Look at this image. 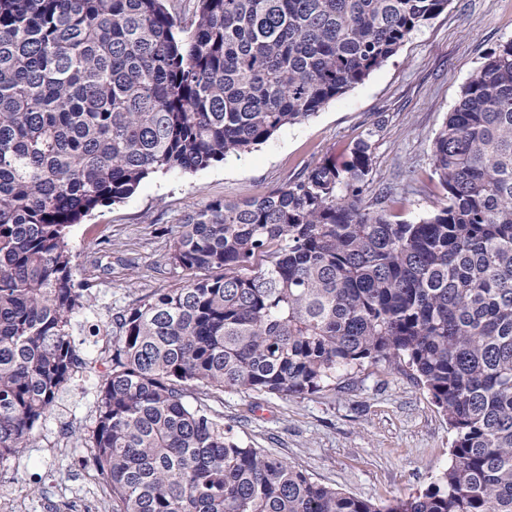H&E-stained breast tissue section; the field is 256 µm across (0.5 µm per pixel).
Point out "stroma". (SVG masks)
Listing matches in <instances>:
<instances>
[{
  "instance_id": "35a3bbf8",
  "label": "stroma",
  "mask_w": 512,
  "mask_h": 512,
  "mask_svg": "<svg viewBox=\"0 0 512 512\" xmlns=\"http://www.w3.org/2000/svg\"><path fill=\"white\" fill-rule=\"evenodd\" d=\"M510 40L512 0H450L387 63L308 120L223 162L151 174L123 202L73 225L74 277L91 296L73 330L82 365L38 427L37 447L0 463L11 512H100L101 478L80 440L112 354V317L189 281L163 262L187 212L266 196L329 159L345 166L365 141L374 185L403 191L393 214L419 221L442 192L431 160L436 133L473 70ZM211 406L252 446L374 503L425 490L452 458L445 416L403 362L364 364L305 398L228 391Z\"/></svg>"
}]
</instances>
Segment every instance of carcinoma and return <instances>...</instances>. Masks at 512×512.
Instances as JSON below:
<instances>
[{
	"label": "carcinoma",
	"mask_w": 512,
	"mask_h": 512,
	"mask_svg": "<svg viewBox=\"0 0 512 512\" xmlns=\"http://www.w3.org/2000/svg\"><path fill=\"white\" fill-rule=\"evenodd\" d=\"M0 0V460L80 365L69 229L149 174L266 142L363 83L448 0ZM416 223L374 192L370 146L254 200L186 213L165 263L218 270L112 319L88 447L102 512H512V41L431 148ZM405 360L453 431L452 463L384 505L254 448L207 404L313 395ZM194 393V401L187 400Z\"/></svg>",
	"instance_id": "carcinoma-1"
}]
</instances>
